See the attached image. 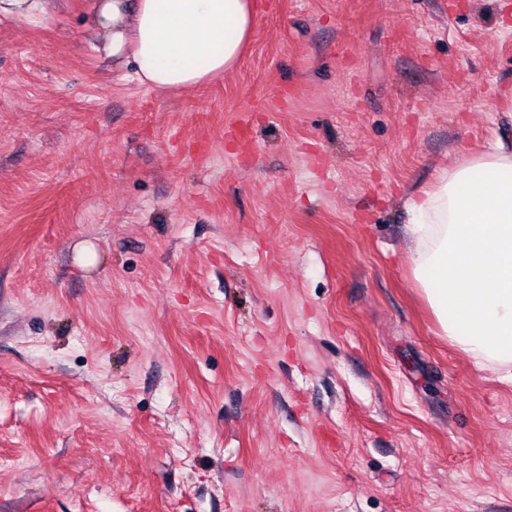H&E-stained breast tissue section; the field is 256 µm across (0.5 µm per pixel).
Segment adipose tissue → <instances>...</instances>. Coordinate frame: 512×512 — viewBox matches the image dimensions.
Masks as SVG:
<instances>
[{
  "mask_svg": "<svg viewBox=\"0 0 512 512\" xmlns=\"http://www.w3.org/2000/svg\"><path fill=\"white\" fill-rule=\"evenodd\" d=\"M59 0H0V22L40 25ZM88 26L140 84L174 93L223 76L254 0H85ZM410 267L442 336L512 383V144L442 172L406 204Z\"/></svg>",
  "mask_w": 512,
  "mask_h": 512,
  "instance_id": "1",
  "label": "adipose tissue"
}]
</instances>
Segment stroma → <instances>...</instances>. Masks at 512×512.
<instances>
[{"instance_id": "stroma-1", "label": "stroma", "mask_w": 512, "mask_h": 512, "mask_svg": "<svg viewBox=\"0 0 512 512\" xmlns=\"http://www.w3.org/2000/svg\"><path fill=\"white\" fill-rule=\"evenodd\" d=\"M257 5L170 94L0 24V512H512L403 207L512 140V0Z\"/></svg>"}]
</instances>
